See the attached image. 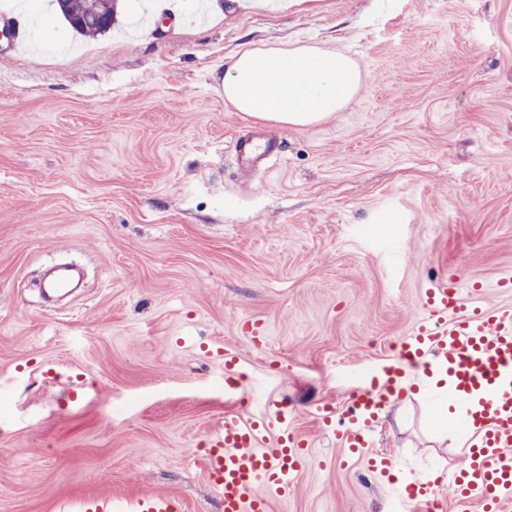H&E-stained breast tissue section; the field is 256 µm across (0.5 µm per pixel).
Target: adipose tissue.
I'll list each match as a JSON object with an SVG mask.
<instances>
[{
    "label": "adipose tissue",
    "instance_id": "adipose-tissue-1",
    "mask_svg": "<svg viewBox=\"0 0 512 512\" xmlns=\"http://www.w3.org/2000/svg\"><path fill=\"white\" fill-rule=\"evenodd\" d=\"M363 84L359 64L344 51L267 46L234 59L223 91L228 104L257 121L306 127L344 111Z\"/></svg>",
    "mask_w": 512,
    "mask_h": 512
}]
</instances>
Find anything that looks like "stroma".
Wrapping results in <instances>:
<instances>
[{"mask_svg": "<svg viewBox=\"0 0 512 512\" xmlns=\"http://www.w3.org/2000/svg\"><path fill=\"white\" fill-rule=\"evenodd\" d=\"M68 48L47 0L0 45V512H80L91 494H168L222 512L202 445L239 361L247 417L287 402L308 461L271 512H398L396 489L450 468L471 436L410 370L372 424L367 471L313 412L341 373L395 354L433 281L512 308V0H218L200 20ZM347 51L366 75L308 127L224 102L246 46ZM279 135L251 170L234 144ZM58 261L87 286L48 307ZM257 320L269 342L241 331Z\"/></svg>", "mask_w": 512, "mask_h": 512, "instance_id": "obj_1", "label": "stroma"}]
</instances>
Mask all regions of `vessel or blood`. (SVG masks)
Segmentation results:
<instances>
[{"label": "vessel or blood", "instance_id": "b4317fda", "mask_svg": "<svg viewBox=\"0 0 512 512\" xmlns=\"http://www.w3.org/2000/svg\"><path fill=\"white\" fill-rule=\"evenodd\" d=\"M426 311L406 336L396 356L373 363L362 384L349 388V419L339 435L349 454L363 453L371 422L402 390L409 366H428L439 352L451 378L448 394L476 400L469 424L482 432L454 469L461 505L481 512H512V310L483 305L464 307L457 277L435 281L426 291ZM224 398L234 410L212 434L204 459L210 485L224 512H268L265 491L288 493L307 461L306 450L288 423L287 404L261 420L246 419L242 374L232 355L224 357ZM277 427L275 447L264 434ZM438 480L418 479L404 489L400 508L430 512L437 503ZM134 512H179L174 497L147 493L133 501Z\"/></svg>", "mask_w": 512, "mask_h": 512}]
</instances>
